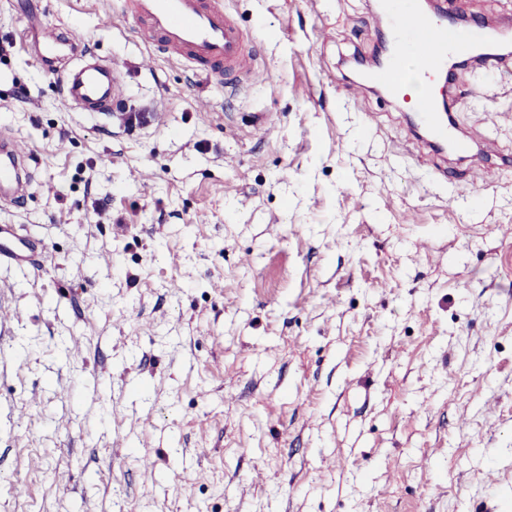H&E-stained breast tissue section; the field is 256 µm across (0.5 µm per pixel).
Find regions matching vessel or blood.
I'll return each instance as SVG.
<instances>
[{
  "instance_id": "vessel-or-blood-1",
  "label": "vessel or blood",
  "mask_w": 512,
  "mask_h": 512,
  "mask_svg": "<svg viewBox=\"0 0 512 512\" xmlns=\"http://www.w3.org/2000/svg\"><path fill=\"white\" fill-rule=\"evenodd\" d=\"M128 8L147 23L150 34L159 36L167 56L192 64L205 76L223 79L231 89L252 78L257 55L223 0H129ZM374 26L389 28L397 51L385 67L370 73L369 82L405 102L434 144L467 154L470 145L457 133V85L450 61L460 49H477L481 64L496 69L499 56L481 50L483 31L455 26L444 13L427 14L416 0H382ZM78 40V35L67 38L57 28L41 27L38 45L43 62L53 64L65 42ZM58 84L66 99L93 112L111 111L119 91L108 64L87 63L65 71ZM27 157L17 144L0 145V186L18 184ZM29 259L27 245L17 243L10 226L1 225L0 262Z\"/></svg>"
}]
</instances>
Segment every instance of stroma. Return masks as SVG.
I'll return each mask as SVG.
<instances>
[{
  "label": "stroma",
  "instance_id": "35a3bbf8",
  "mask_svg": "<svg viewBox=\"0 0 512 512\" xmlns=\"http://www.w3.org/2000/svg\"><path fill=\"white\" fill-rule=\"evenodd\" d=\"M224 5L258 54L234 94L125 0H0V133L32 156L0 225L42 248L0 263V512H512V69L457 70L499 154L436 173L404 103L350 92L374 0ZM40 22L83 36L58 69L112 63L114 110L62 95Z\"/></svg>",
  "mask_w": 512,
  "mask_h": 512
}]
</instances>
